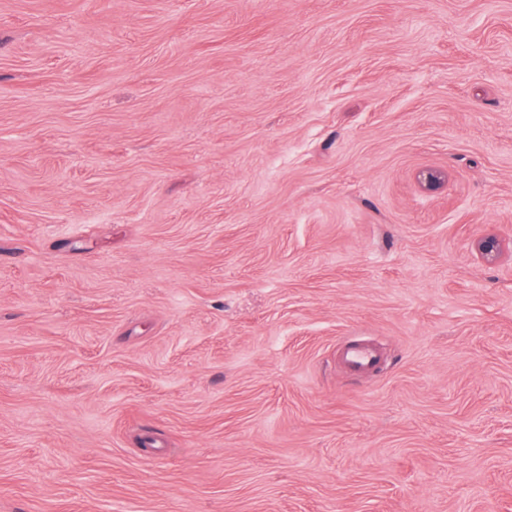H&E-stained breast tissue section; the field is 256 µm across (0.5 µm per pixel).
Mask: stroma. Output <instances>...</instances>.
Here are the masks:
<instances>
[{
  "label": "stroma",
  "instance_id": "obj_1",
  "mask_svg": "<svg viewBox=\"0 0 512 512\" xmlns=\"http://www.w3.org/2000/svg\"><path fill=\"white\" fill-rule=\"evenodd\" d=\"M0 512H512V0H0ZM378 349L370 343H356L343 351V360L357 372L375 368L380 362Z\"/></svg>",
  "mask_w": 512,
  "mask_h": 512
}]
</instances>
